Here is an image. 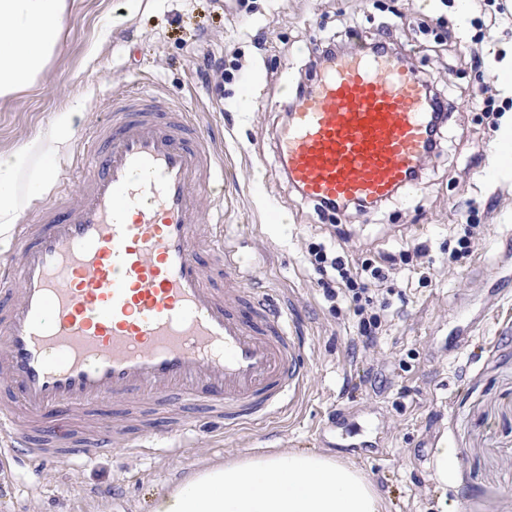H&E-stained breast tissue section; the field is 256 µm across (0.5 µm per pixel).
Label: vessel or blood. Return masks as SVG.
<instances>
[{"instance_id":"vessel-or-blood-1","label":"vessel or blood","mask_w":512,"mask_h":512,"mask_svg":"<svg viewBox=\"0 0 512 512\" xmlns=\"http://www.w3.org/2000/svg\"><path fill=\"white\" fill-rule=\"evenodd\" d=\"M430 87L362 45L290 99L279 160L302 199L373 208L417 190L435 140ZM76 190L61 193L0 263V477L13 464L96 462L130 442L84 420L106 403L167 402L169 440L205 404L225 429L292 406L307 381L290 310L247 285L216 208L201 226L217 157L169 101L113 103L92 131ZM223 266L208 283L201 236Z\"/></svg>"}]
</instances>
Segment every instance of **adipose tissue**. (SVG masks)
Masks as SVG:
<instances>
[{
	"label": "adipose tissue",
	"instance_id": "obj_1",
	"mask_svg": "<svg viewBox=\"0 0 512 512\" xmlns=\"http://www.w3.org/2000/svg\"><path fill=\"white\" fill-rule=\"evenodd\" d=\"M68 0H0V99L31 86L60 52ZM58 113L20 148L0 153V241L47 188L73 132ZM360 469L309 451L256 453L212 463L161 496L153 512H383Z\"/></svg>",
	"mask_w": 512,
	"mask_h": 512
}]
</instances>
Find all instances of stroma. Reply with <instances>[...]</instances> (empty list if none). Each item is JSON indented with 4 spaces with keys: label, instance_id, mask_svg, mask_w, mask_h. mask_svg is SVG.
I'll return each instance as SVG.
<instances>
[{
    "label": "stroma",
    "instance_id": "obj_1",
    "mask_svg": "<svg viewBox=\"0 0 512 512\" xmlns=\"http://www.w3.org/2000/svg\"><path fill=\"white\" fill-rule=\"evenodd\" d=\"M61 52L37 82L0 99V153L46 129L56 113H76L73 137L44 194L20 216L36 221L57 193L74 188L76 157L114 99L136 93L174 98L203 130L224 166V221L231 224L251 287L294 310L306 340L310 381L290 410L257 425L225 430L204 409L196 431L170 448L165 438L132 454L115 448L84 467L17 468L0 512H152L189 473L245 454L328 453L355 464L374 483L385 512H512V176L494 183L500 126L489 125L471 95L488 86L504 106L493 71L512 26L486 31L492 50L474 63L468 42L438 44L419 32L438 14L458 22L456 0H71ZM401 16L393 53L454 102L445 136L420 173V189L365 210L324 211L304 201L278 162L276 141L288 115L285 83L307 84L317 69L313 35L355 22L374 41L382 22ZM264 38L256 49L255 38ZM256 75L253 106L238 91ZM478 230L468 257L445 266L459 225ZM350 233L353 257L424 243L435 261L428 280L398 274L373 355L355 319L317 286L306 258L334 226ZM472 320L471 344L449 331ZM342 410L344 432L361 439L373 421L379 448H339L328 427ZM455 450L448 483L433 475L435 445Z\"/></svg>",
    "mask_w": 512,
    "mask_h": 512
}]
</instances>
